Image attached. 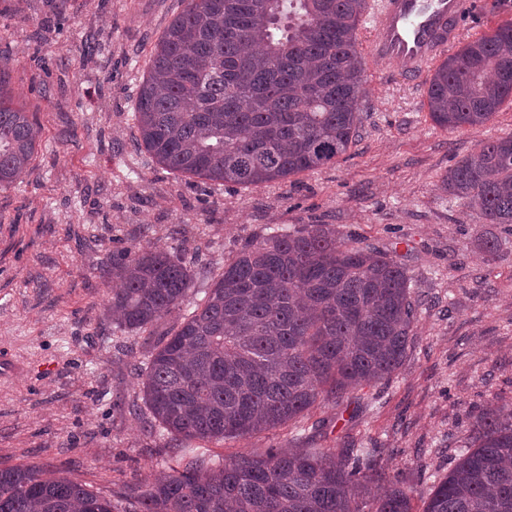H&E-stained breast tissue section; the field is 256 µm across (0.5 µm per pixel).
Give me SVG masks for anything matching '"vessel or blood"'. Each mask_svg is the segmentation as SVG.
Instances as JSON below:
<instances>
[{
    "label": "vessel or blood",
    "instance_id": "vessel-or-blood-1",
    "mask_svg": "<svg viewBox=\"0 0 512 512\" xmlns=\"http://www.w3.org/2000/svg\"><path fill=\"white\" fill-rule=\"evenodd\" d=\"M477 9V0H373L365 16L371 32L366 54L414 82L453 46Z\"/></svg>",
    "mask_w": 512,
    "mask_h": 512
}]
</instances>
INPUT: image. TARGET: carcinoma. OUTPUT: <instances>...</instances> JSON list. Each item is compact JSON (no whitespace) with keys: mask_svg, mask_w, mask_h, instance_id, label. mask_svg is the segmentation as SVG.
<instances>
[{"mask_svg":"<svg viewBox=\"0 0 512 512\" xmlns=\"http://www.w3.org/2000/svg\"><path fill=\"white\" fill-rule=\"evenodd\" d=\"M142 83L139 147L169 170L258 186L328 165L358 135L365 75L357 31L368 0H186ZM0 63V189L30 172L35 120L15 105ZM512 99V21L433 69L429 116L442 129L488 122ZM440 189L485 224H512V136L479 143ZM190 300L179 252L112 255L115 329L157 336L137 365L141 410L161 436L203 442L289 425L307 447L214 461L181 453L158 482L108 498L38 464L0 468V512H413L386 480L381 449L324 448L312 408L390 380L413 341L419 301L407 269L328 224L274 231L224 261ZM178 314L160 334L162 320ZM423 512H512V409L471 421Z\"/></svg>","mask_w":512,"mask_h":512,"instance_id":"obj_1","label":"carcinoma"}]
</instances>
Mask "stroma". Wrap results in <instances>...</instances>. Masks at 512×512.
<instances>
[{"mask_svg": "<svg viewBox=\"0 0 512 512\" xmlns=\"http://www.w3.org/2000/svg\"><path fill=\"white\" fill-rule=\"evenodd\" d=\"M186 0H0V59L15 102L40 132L30 172L0 190V468L37 463L108 496L174 465L149 435L134 367L145 336L113 334L105 275L132 246L208 262L267 228L330 224L386 250L420 300L416 338L390 385L364 388L312 420L336 418L321 443L383 448L388 477L422 508L474 416L512 408V234L481 223L439 188L479 141L512 135V101L486 125L443 130L426 86L392 64H365L361 127L336 163L257 187L205 184L136 148L131 119L156 43ZM500 238L496 257L482 241ZM295 442L281 426L246 438L189 441L233 458Z\"/></svg>", "mask_w": 512, "mask_h": 512, "instance_id": "1", "label": "stroma"}]
</instances>
